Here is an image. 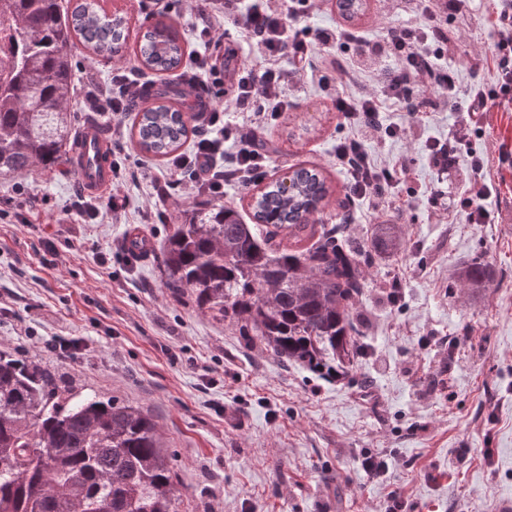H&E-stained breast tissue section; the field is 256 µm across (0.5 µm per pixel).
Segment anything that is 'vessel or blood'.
<instances>
[{"label":"vessel or blood","mask_w":512,"mask_h":512,"mask_svg":"<svg viewBox=\"0 0 512 512\" xmlns=\"http://www.w3.org/2000/svg\"><path fill=\"white\" fill-rule=\"evenodd\" d=\"M105 130L86 125L79 133L71 165L83 192L97 194L112 184V154L104 147Z\"/></svg>","instance_id":"1"}]
</instances>
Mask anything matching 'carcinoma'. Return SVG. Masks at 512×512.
Listing matches in <instances>:
<instances>
[{
    "label": "carcinoma",
    "instance_id": "carcinoma-1",
    "mask_svg": "<svg viewBox=\"0 0 512 512\" xmlns=\"http://www.w3.org/2000/svg\"><path fill=\"white\" fill-rule=\"evenodd\" d=\"M75 37L110 58L126 48L125 20L101 0H83L69 13L59 0H0V175L51 168L70 144ZM139 54L146 68L165 73L181 65L184 48L177 30L158 22L143 34ZM185 98L179 83L143 89L134 125L142 150L161 157L182 145ZM327 194L318 171L293 170L291 189L276 181L253 197L261 231L226 205L183 209L159 251L166 286L279 361L320 376L351 373L361 352L353 312L369 257L338 230L322 231L303 250L275 242L281 231L297 237L314 229L309 218ZM398 244L394 225H381L377 249ZM492 281L480 260L458 275L470 291ZM175 496L151 414L95 395L63 397L40 365L0 350V512H172Z\"/></svg>",
    "mask_w": 512,
    "mask_h": 512
}]
</instances>
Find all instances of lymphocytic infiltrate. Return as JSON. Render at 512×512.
<instances>
[{
  "instance_id": "lymphocytic-infiltrate-1",
  "label": "lymphocytic infiltrate",
  "mask_w": 512,
  "mask_h": 512,
  "mask_svg": "<svg viewBox=\"0 0 512 512\" xmlns=\"http://www.w3.org/2000/svg\"><path fill=\"white\" fill-rule=\"evenodd\" d=\"M309 0H238L246 17L245 27L259 46L264 57L274 58L285 51H292L296 71H303L314 45L336 44L351 50L352 73L349 80H356L365 66H372L375 82L371 90H339L335 84L343 66L322 69L317 73L318 82L353 132L336 145V163L347 174L350 198L367 202L372 210H380L395 200V190L410 175L408 166L395 161H378L367 150L371 138H396L404 135L401 125L387 122L383 112L386 103L402 104L407 112L419 111L421 104H432L436 111L448 109L450 99L465 96L466 113L456 124L448 139H430L425 143L427 156L438 175H446L457 158L459 145L467 139L468 130L480 120L482 112L490 106H512V0L499 2V35L493 55L475 52L472 64L481 68L493 65L497 89L481 86L462 89L458 72L448 61V37L441 34L440 22L445 14L468 15L473 0H416L417 12L425 16L427 25L402 24L388 28L382 41L370 44L353 29L337 26L333 30H319L314 35L290 29L285 16H296ZM284 74L272 67L241 69L230 89L235 109L244 111L250 124L241 132L239 148L231 159L230 168L218 167L215 162L222 141L224 113L221 107L208 110V132L199 134L192 149L176 156L172 166L177 174L187 176L199 192L212 198L224 196V182L233 178L250 182L264 167L267 156L256 141L254 126L264 123L267 114L284 112L288 102L281 94ZM140 85L127 74L118 73L112 85L88 92L82 104L85 111L110 112L120 116L127 112L131 101L137 98ZM492 189L487 166L482 159L472 160L468 187L453 197L454 209L466 213L470 223L486 224L491 214L485 205Z\"/></svg>"
}]
</instances>
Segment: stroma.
<instances>
[{
	"label": "stroma",
	"mask_w": 512,
	"mask_h": 512,
	"mask_svg": "<svg viewBox=\"0 0 512 512\" xmlns=\"http://www.w3.org/2000/svg\"><path fill=\"white\" fill-rule=\"evenodd\" d=\"M107 8L127 19V48L103 58L71 45L74 128L95 119L81 104L85 90L111 85L118 69L144 84L163 81L134 56L157 21L178 30L186 56L210 57L217 80L203 95L211 104H226L236 68L260 60L242 38L243 14L225 12L219 0H107ZM496 8V0H476L468 20H443L462 87L494 84L493 73L473 74L467 59L493 52ZM213 14L223 18L214 40H195L196 25ZM406 21L423 18L403 4L365 0L351 26L377 41ZM277 65L287 74L290 107L259 133L268 155L262 171L251 183H227L223 202L252 217L261 187L314 168L329 193L313 224H344L352 244L365 247L377 225H397L401 248L364 268L356 313L365 350L355 371L336 380L279 363L190 297L174 295L155 255L128 250L136 230L162 245L179 212L202 198L167 158L139 149L132 112L118 124L120 139L108 142L125 172L114 186L124 200L119 211L104 208L86 222L63 162L0 176V349L39 363L59 386L147 410L171 458L175 512H386L393 491L405 512H500L512 500V112L483 113L441 179L424 144L447 136L465 98L455 99V112L424 109L414 118L388 106V119L406 134L367 147L378 160L405 161L411 177L398 188L395 210L370 212L351 203L334 158L349 126L311 77L292 75L290 55ZM476 158L495 188L487 224L432 203L447 189H466ZM157 211L165 223L149 222ZM476 258L494 280L482 292L461 291L457 274ZM399 272L404 297L395 304L389 282ZM367 452L389 459L384 480L364 475Z\"/></svg>",
	"instance_id": "stroma-1"
}]
</instances>
